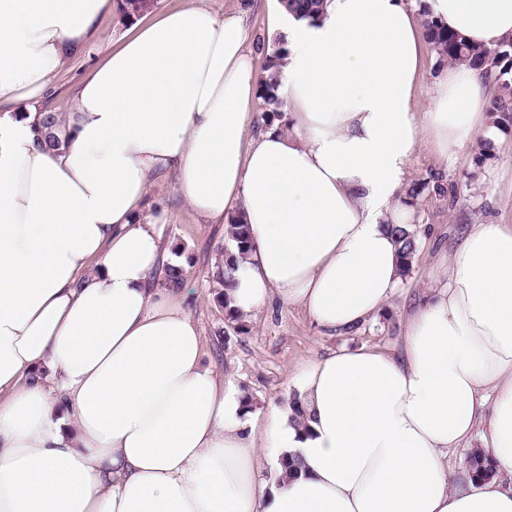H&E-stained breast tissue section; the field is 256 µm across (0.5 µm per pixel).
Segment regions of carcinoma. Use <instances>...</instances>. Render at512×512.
<instances>
[{
  "instance_id": "1",
  "label": "carcinoma",
  "mask_w": 512,
  "mask_h": 512,
  "mask_svg": "<svg viewBox=\"0 0 512 512\" xmlns=\"http://www.w3.org/2000/svg\"><path fill=\"white\" fill-rule=\"evenodd\" d=\"M287 11L298 18L317 19L322 13L323 0H280ZM154 5V0H123L120 11L132 20L142 16ZM423 27L425 39L436 54L448 65L469 64L483 69L493 77L496 92L488 106V112L493 115L494 124L500 130L512 129V77L511 69L502 66V62L512 57V40H505L494 47H476L469 44L462 36L448 31V28L429 17H424ZM266 64L258 82V97L260 113L258 120L270 125L281 117L282 101L278 95L279 74L287 53L284 43L277 39L271 46L264 49ZM66 125L62 124L54 112L43 113V119L37 129L39 142L48 148L55 149L64 143L63 134ZM433 190L438 196H445L444 188L433 186L424 179L413 180L409 183L404 194V203L416 206L426 191ZM386 229L395 238L398 245V258L402 276H407L413 270L418 258V232L410 224H388ZM229 240L235 245L237 253L230 250L224 252V267L216 274V282L220 286L218 299L224 305L225 318L228 322L239 324V317L228 307L226 289L231 287L233 273L236 271L237 255H243L250 247L243 215L237 214L229 218L227 226ZM184 269L180 265L169 264L165 268L164 287L177 291L184 285ZM469 468L473 476L488 478L494 470L487 459V454L481 448L470 452Z\"/></svg>"
}]
</instances>
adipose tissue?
<instances>
[{
	"instance_id": "ef3b65f1",
	"label": "adipose tissue",
	"mask_w": 512,
	"mask_h": 512,
	"mask_svg": "<svg viewBox=\"0 0 512 512\" xmlns=\"http://www.w3.org/2000/svg\"><path fill=\"white\" fill-rule=\"evenodd\" d=\"M423 3L473 44L512 39V0ZM419 6L281 13L287 127L253 136L249 0L135 21L74 87L75 130L52 151L41 97L112 0H0V512H512V226L473 225L399 349L309 360L303 428L250 407L204 363L184 296L149 281L168 216L146 200L172 173L201 223L244 216L241 320L277 298L343 334L383 310L402 280L383 226L412 221L420 144L448 158L499 133L494 82L466 65L416 111ZM479 430L493 476L451 481ZM265 448L302 465L261 478Z\"/></svg>"
}]
</instances>
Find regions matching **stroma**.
Wrapping results in <instances>:
<instances>
[{
    "label": "stroma",
    "instance_id": "stroma-1",
    "mask_svg": "<svg viewBox=\"0 0 512 512\" xmlns=\"http://www.w3.org/2000/svg\"><path fill=\"white\" fill-rule=\"evenodd\" d=\"M131 27V21L119 10L104 15L99 22V41L88 52L62 64L44 108L56 112L61 120H69L74 111L70 93L73 84L112 46L120 44ZM410 176L438 177L449 199L421 200L413 217L422 230L421 248L412 273L403 279L384 315L344 336L319 332L301 307L277 299L248 320L246 333L234 332L217 300L215 277L228 244L223 225L198 223L174 176L163 177L151 186L149 201L161 202L170 216L163 230L167 254H174L181 246L192 257L185 270L184 290L203 339L205 361L239 383L261 412L288 404L297 392L296 381L303 366L313 357L343 346L384 350L398 347L403 341L409 304L436 285L470 226L489 221L512 225V132L502 137L495 159L484 168H475L468 155L451 163L436 160L423 147L414 158Z\"/></svg>",
    "mask_w": 512,
    "mask_h": 512
}]
</instances>
